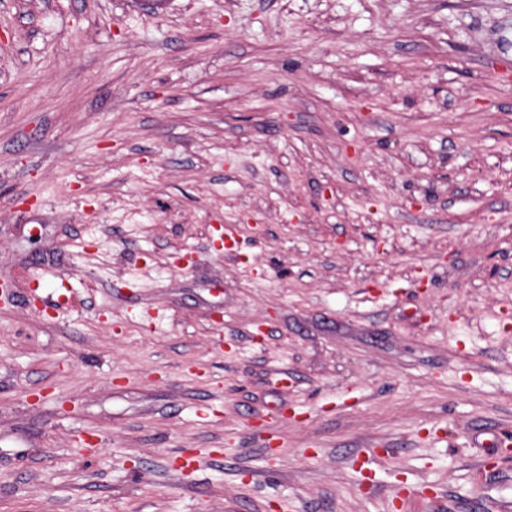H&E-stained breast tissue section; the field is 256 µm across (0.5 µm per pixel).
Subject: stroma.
<instances>
[{
  "label": "stroma",
  "mask_w": 512,
  "mask_h": 512,
  "mask_svg": "<svg viewBox=\"0 0 512 512\" xmlns=\"http://www.w3.org/2000/svg\"><path fill=\"white\" fill-rule=\"evenodd\" d=\"M1 281L0 512L512 505V0H0Z\"/></svg>",
  "instance_id": "stroma-1"
}]
</instances>
